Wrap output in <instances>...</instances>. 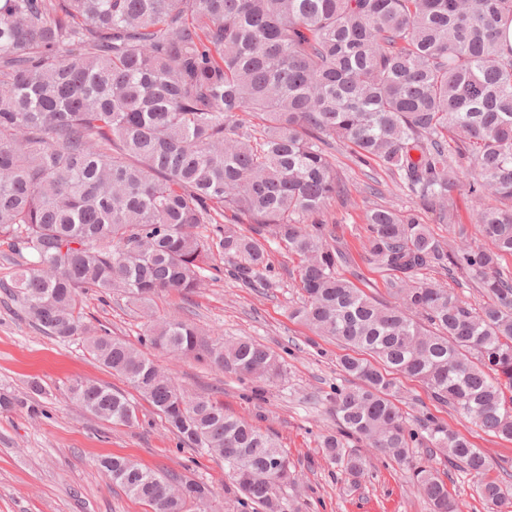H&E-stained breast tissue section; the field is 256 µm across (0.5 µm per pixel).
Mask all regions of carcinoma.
<instances>
[{
  "mask_svg": "<svg viewBox=\"0 0 512 512\" xmlns=\"http://www.w3.org/2000/svg\"><path fill=\"white\" fill-rule=\"evenodd\" d=\"M512 0H0V246L27 253L9 285L30 320L81 336L102 365L147 398L168 429L224 459L238 493L286 512L292 480L276 439L224 406L179 388L147 349L204 358L275 384L277 355L252 339L208 344L173 316L137 349L84 321L90 291H120L141 310L160 292L192 294L214 254L248 288H267L274 239L300 259L291 316L347 353L355 385L336 389L323 454L352 480L367 458L403 464L422 441L479 478L504 510L512 491L485 453L434 416L410 423L392 375L482 431L512 441V47L500 24ZM340 141L393 177L417 208L365 211L369 260L393 276L381 303L342 277L347 254L321 219L348 193L329 149ZM479 203L475 235L436 240L421 213L454 223L455 192ZM245 218L248 233L227 225ZM439 268L480 289L475 307L419 278ZM366 352L363 358L359 353ZM70 398L123 425L136 406L76 380ZM101 472L151 512L212 510L215 490L122 457ZM432 512H464L439 470L411 467Z\"/></svg>",
  "mask_w": 512,
  "mask_h": 512,
  "instance_id": "cac0c4a2",
  "label": "carcinoma"
}]
</instances>
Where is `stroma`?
<instances>
[{"label":"stroma","instance_id":"35a3bbf8","mask_svg":"<svg viewBox=\"0 0 512 512\" xmlns=\"http://www.w3.org/2000/svg\"><path fill=\"white\" fill-rule=\"evenodd\" d=\"M332 154L348 188L346 200L327 206V217L335 222L348 255L341 273L368 295L392 301L393 278L370 263L365 253L363 214L376 205L405 211L415 203L384 172L358 163L346 147L334 145ZM270 261L273 287L254 290L226 276L222 258L214 257L215 269L203 288L189 296L162 292L148 316L120 293L102 297L91 292L83 301L85 321L135 346L148 320L172 315L195 323L209 342L249 337L266 345L286 369L285 378L270 385L191 358L175 359L157 351L153 359L188 394L221 402L227 413L245 417L276 438L296 474L295 483L283 489L293 512H429L423 497L410 489L408 469L394 460L371 457L365 475L353 485L324 457L321 437L336 428L329 399L337 386L351 385L352 380L336 363L343 352L340 343L315 335L290 315L301 298L298 257L275 243ZM21 262L19 254L0 247V394L38 403L41 412L34 416L22 406L0 409V512H150L101 474L98 463L110 456L214 486L217 512H256L253 504L231 491L223 459L182 444L139 391L88 353L83 339L46 335L29 320L21 302L4 289ZM34 378L42 394L31 392ZM76 379L120 389L137 406L138 422L115 425L85 411L69 397L68 387ZM397 386V404L407 417L434 415L480 448L492 465L512 462V442L484 433L436 403L421 382L401 377Z\"/></svg>","mask_w":512,"mask_h":512}]
</instances>
